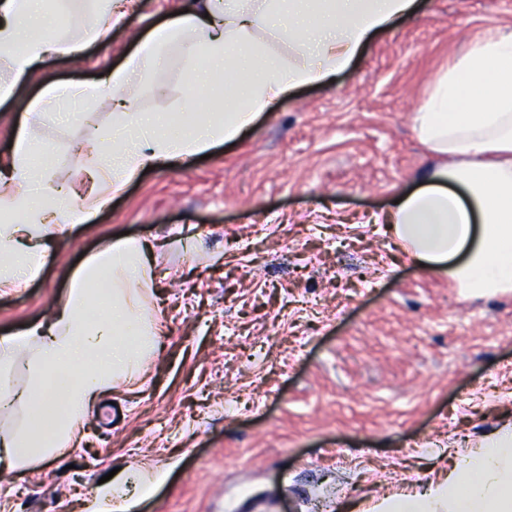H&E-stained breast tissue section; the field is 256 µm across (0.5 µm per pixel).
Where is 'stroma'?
I'll use <instances>...</instances> for the list:
<instances>
[{
	"instance_id": "obj_1",
	"label": "stroma",
	"mask_w": 512,
	"mask_h": 512,
	"mask_svg": "<svg viewBox=\"0 0 512 512\" xmlns=\"http://www.w3.org/2000/svg\"><path fill=\"white\" fill-rule=\"evenodd\" d=\"M188 0H132L83 57L46 58L0 101V160L50 84H91ZM328 84L297 89L238 139L177 171L141 172L52 245L28 288L0 292V336L47 318L74 272L121 232L154 250L162 335L147 373L105 391L74 447L0 466V512H82L113 469L163 471L131 512H360L420 486L449 448L512 422V292L469 296L413 265L383 217L437 164L412 116L436 76L512 0H419ZM179 56L133 97L182 109ZM112 105L73 106L42 138L53 177Z\"/></svg>"
}]
</instances>
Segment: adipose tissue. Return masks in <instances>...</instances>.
I'll use <instances>...</instances> for the list:
<instances>
[{"label":"adipose tissue","instance_id":"ef3b65f1","mask_svg":"<svg viewBox=\"0 0 512 512\" xmlns=\"http://www.w3.org/2000/svg\"><path fill=\"white\" fill-rule=\"evenodd\" d=\"M80 24L56 23L42 0H0V100L46 57L78 59L109 33L119 0H82ZM417 8V0H191L141 38L123 66L93 84L45 88L14 130L0 162V288H23L65 236L72 206L93 218L140 172L182 168L230 142L297 88L345 71L370 40ZM185 63L188 93L177 125L137 111L129 91L170 54ZM221 77L222 114L200 120L195 89ZM105 98L112 123L88 131L81 164L92 181L81 198L53 185L38 130L60 106ZM420 141L439 159L418 188L385 216L405 256L470 295L512 292V33L473 43L435 79L414 116ZM153 266L142 241L105 242L82 264L68 298L45 321L0 337V396H17L28 422L0 429V457L24 468L71 446L91 405L149 365L159 326L146 304ZM29 382L13 388L20 359ZM378 512H512V424L485 434L475 450L423 487L383 499Z\"/></svg>","mask_w":512,"mask_h":512}]
</instances>
